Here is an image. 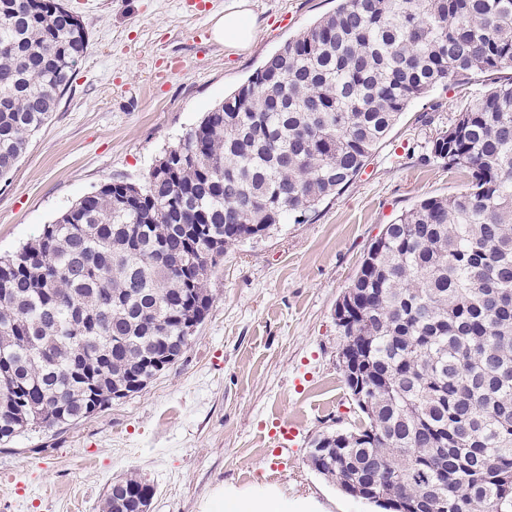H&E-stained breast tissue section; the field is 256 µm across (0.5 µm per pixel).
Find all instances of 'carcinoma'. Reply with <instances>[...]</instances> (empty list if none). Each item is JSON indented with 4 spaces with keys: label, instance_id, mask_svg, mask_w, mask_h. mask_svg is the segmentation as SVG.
Returning <instances> with one entry per match:
<instances>
[{
    "label": "carcinoma",
    "instance_id": "carcinoma-1",
    "mask_svg": "<svg viewBox=\"0 0 512 512\" xmlns=\"http://www.w3.org/2000/svg\"><path fill=\"white\" fill-rule=\"evenodd\" d=\"M89 44L59 0H0V177L55 111ZM512 71V0H339L156 160L106 181L0 258V446L141 391L187 348L226 250L303 224L362 171L412 101ZM431 152L469 175L385 226L336 309L365 384L360 424L311 468L404 512H512V77ZM130 474L104 512H137Z\"/></svg>",
    "mask_w": 512,
    "mask_h": 512
}]
</instances>
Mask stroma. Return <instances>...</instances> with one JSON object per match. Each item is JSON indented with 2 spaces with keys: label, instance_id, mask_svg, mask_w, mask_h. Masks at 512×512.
Instances as JSON below:
<instances>
[{
  "label": "stroma",
  "instance_id": "1",
  "mask_svg": "<svg viewBox=\"0 0 512 512\" xmlns=\"http://www.w3.org/2000/svg\"><path fill=\"white\" fill-rule=\"evenodd\" d=\"M89 46L56 112L0 178V255L37 237L108 180L143 182L205 112L248 82L336 0H251L260 25L233 52L211 38L228 0H63ZM475 75L409 105L356 179L303 224L229 249L214 302L185 353L140 392L0 447V512H102L112 483L137 473L150 512H203L224 485L275 484L328 512H382L309 465L312 440L359 411L339 362L336 303L364 252L417 200L456 194L468 174L430 154L439 132L496 85ZM299 435L272 468L279 425Z\"/></svg>",
  "mask_w": 512,
  "mask_h": 512
}]
</instances>
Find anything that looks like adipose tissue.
<instances>
[{"instance_id": "obj_1", "label": "adipose tissue", "mask_w": 512, "mask_h": 512, "mask_svg": "<svg viewBox=\"0 0 512 512\" xmlns=\"http://www.w3.org/2000/svg\"><path fill=\"white\" fill-rule=\"evenodd\" d=\"M258 27L250 0H231L215 18L212 36L230 50H244L252 43ZM207 512H326L310 497L287 498L278 488L240 489L224 486L209 502Z\"/></svg>"}]
</instances>
